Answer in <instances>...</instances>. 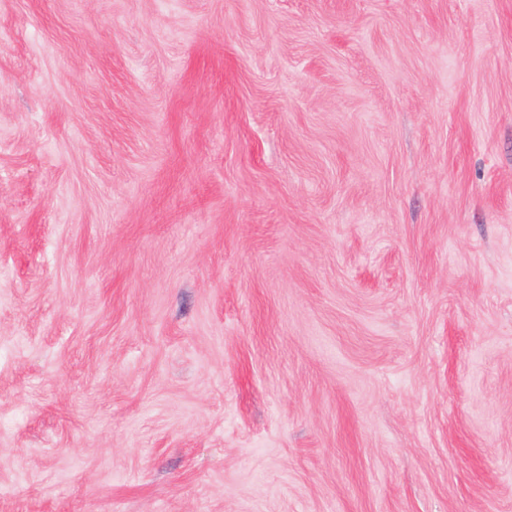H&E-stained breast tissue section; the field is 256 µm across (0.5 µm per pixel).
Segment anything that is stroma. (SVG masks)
Masks as SVG:
<instances>
[{"label": "stroma", "mask_w": 512, "mask_h": 512, "mask_svg": "<svg viewBox=\"0 0 512 512\" xmlns=\"http://www.w3.org/2000/svg\"><path fill=\"white\" fill-rule=\"evenodd\" d=\"M0 512H512V0H0Z\"/></svg>", "instance_id": "stroma-1"}]
</instances>
